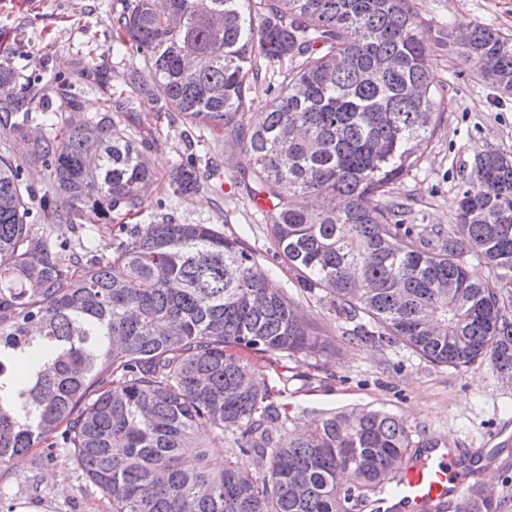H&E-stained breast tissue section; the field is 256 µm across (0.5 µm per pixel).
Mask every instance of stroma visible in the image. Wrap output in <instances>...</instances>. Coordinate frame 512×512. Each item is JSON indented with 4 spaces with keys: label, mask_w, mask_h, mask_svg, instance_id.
Masks as SVG:
<instances>
[{
    "label": "stroma",
    "mask_w": 512,
    "mask_h": 512,
    "mask_svg": "<svg viewBox=\"0 0 512 512\" xmlns=\"http://www.w3.org/2000/svg\"><path fill=\"white\" fill-rule=\"evenodd\" d=\"M40 2L33 11L24 0H0V58L9 57L20 73L10 100L22 113L56 108L54 85L64 81L71 83L81 115H98L108 91L124 90V74L142 64L139 56L119 57L112 51V11L120 0ZM413 5L436 31L482 23L512 35V0H413ZM426 59L441 89L444 112L420 169L391 184L389 196L411 204V223L448 225L455 221L454 198L478 148L512 152V94L483 82L446 47L430 44ZM136 110L155 130L156 142L148 151L155 190L142 214L99 225L97 248L109 251L126 221L142 228L167 220L211 224L252 252L275 287L296 295L286 264L270 251L264 219L235 185L239 170L251 165L249 155L208 131L189 132L177 114L160 110L150 97H137ZM0 154L20 160L22 179L33 193L30 221L45 228L39 211L49 189L45 170L26 161L22 145L1 127ZM191 157L201 186L173 197L168 173ZM213 164L218 167L214 174L209 171ZM299 304L309 321L326 332L331 351L308 366L285 357L257 363L271 386L287 387L293 433L342 409L397 414L414 440H436L461 450L468 483L494 488L512 512V385H505L490 363L457 369L433 365L401 343L352 345L339 335L327 301L305 297ZM0 491L5 512L22 499L45 506L46 512H112L108 500L70 462L45 461L38 448L0 471Z\"/></svg>",
    "instance_id": "35a3bbf8"
}]
</instances>
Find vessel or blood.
<instances>
[{
  "mask_svg": "<svg viewBox=\"0 0 512 512\" xmlns=\"http://www.w3.org/2000/svg\"><path fill=\"white\" fill-rule=\"evenodd\" d=\"M462 491L453 460L437 456L420 464L404 465L395 498L402 512H435L440 504Z\"/></svg>",
  "mask_w": 512,
  "mask_h": 512,
  "instance_id": "1",
  "label": "vessel or blood"
}]
</instances>
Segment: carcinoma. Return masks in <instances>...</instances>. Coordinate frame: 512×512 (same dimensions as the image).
<instances>
[{
  "instance_id": "1",
  "label": "carcinoma",
  "mask_w": 512,
  "mask_h": 512,
  "mask_svg": "<svg viewBox=\"0 0 512 512\" xmlns=\"http://www.w3.org/2000/svg\"><path fill=\"white\" fill-rule=\"evenodd\" d=\"M121 5L112 51L142 58L127 87L251 156L236 185L267 201L273 251L301 293L329 299L345 342H401L456 368L488 360L512 379V152L473 160L455 224H409L408 204L387 198L423 162L442 106L412 0ZM448 42L512 92V37L477 24ZM261 77L274 94L245 125ZM113 109L140 124L127 102L78 121L44 110L51 135H31L28 112L0 115L49 172L44 220L86 223L75 245L36 231L20 164L0 155V468L59 447L112 512H363L395 491L402 467L438 447L395 414L353 408L285 435L284 390L255 360L315 358L327 336L238 240L166 221L124 229L108 255L92 245L156 181L151 132L133 138ZM169 182L193 193L200 174L181 163ZM471 258L490 279L470 277Z\"/></svg>"
}]
</instances>
